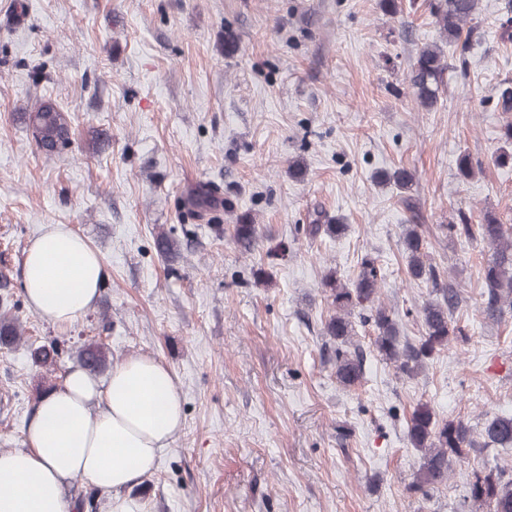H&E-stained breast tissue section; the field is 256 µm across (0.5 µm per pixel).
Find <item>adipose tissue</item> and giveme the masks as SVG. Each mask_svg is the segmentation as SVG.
Instances as JSON below:
<instances>
[{"mask_svg": "<svg viewBox=\"0 0 512 512\" xmlns=\"http://www.w3.org/2000/svg\"><path fill=\"white\" fill-rule=\"evenodd\" d=\"M104 281L100 255L68 225L26 252V301L53 323L81 320ZM182 422L175 378L152 356H127L103 379L71 367L39 398L24 448L0 452V512H68L66 489L78 476L113 493V512H130L122 491L154 470Z\"/></svg>", "mask_w": 512, "mask_h": 512, "instance_id": "obj_1", "label": "adipose tissue"}]
</instances>
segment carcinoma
<instances>
[{"label":"carcinoma","instance_id":"cac0c4a2","mask_svg":"<svg viewBox=\"0 0 512 512\" xmlns=\"http://www.w3.org/2000/svg\"><path fill=\"white\" fill-rule=\"evenodd\" d=\"M424 6L435 19L442 38L450 43L461 40L464 26L473 20L478 10V0H425ZM448 66L440 46L426 47L418 53L411 68L410 85L419 104L430 108L437 102ZM32 132L36 145L45 153L52 154L69 142L67 117L48 102L39 103L33 111L23 115ZM385 181L397 188L408 190L414 175L405 168H398L385 175ZM411 212L409 224L405 225L401 244L408 258V273L414 280L431 284L435 298L423 303L417 315L424 325V334L413 343L400 335L395 315L380 302V269L375 259H361L360 271L351 284L341 282L335 269L322 278L331 299L334 314L325 323V334L336 341V380L344 387L357 385L364 373L366 356L360 345L353 343L356 336L354 311L365 312L363 322L372 325L373 351L381 359L394 364L396 370L412 376L424 364L448 348V344L463 336V330L453 324L450 312L457 306L459 295L456 289L445 282L438 268L428 261L429 242L424 236L420 215L406 200ZM184 215L192 219L209 217L217 221L220 216L213 210V199L201 193L184 203ZM346 229L341 223L305 224L303 232L311 238L320 234L338 236ZM448 238L466 240L481 239L493 248L483 266L482 314L498 321L512 312V225L501 224L495 218L483 224H450ZM233 239L248 248L257 237V225L250 220H237L232 225ZM23 331L18 319L9 309L0 312V344L10 346L22 340ZM64 349L56 341L38 346L35 360L45 366L62 362ZM111 356L104 344L91 341L84 346L79 360L87 371L95 374L106 367ZM407 436L413 448L422 455L421 463L409 490L422 496L430 490L448 484L452 472L453 458L464 455L473 448H512V416H496L474 431L461 419L440 420L426 403L418 404L408 422ZM468 508L470 512H512V466L497 464L471 471L467 481Z\"/></svg>","mask_w":512,"mask_h":512}]
</instances>
